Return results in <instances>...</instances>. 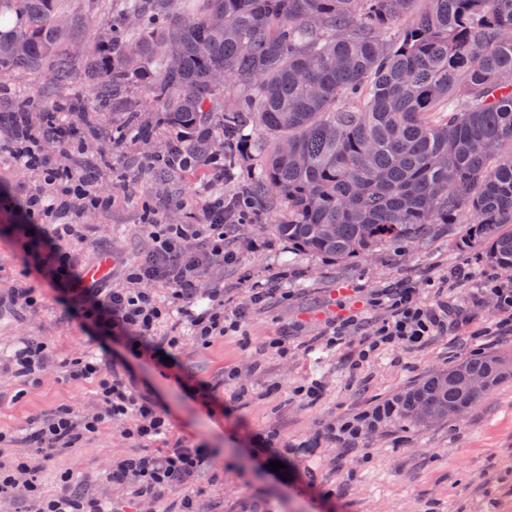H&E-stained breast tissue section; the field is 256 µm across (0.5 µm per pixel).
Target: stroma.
I'll use <instances>...</instances> for the list:
<instances>
[{"instance_id": "1", "label": "stroma", "mask_w": 512, "mask_h": 512, "mask_svg": "<svg viewBox=\"0 0 512 512\" xmlns=\"http://www.w3.org/2000/svg\"><path fill=\"white\" fill-rule=\"evenodd\" d=\"M5 82L10 94L0 95V112L18 99L49 107L85 91L78 83L57 85L45 71L14 72ZM137 96L150 126L148 139L132 133L118 148L93 143L92 155L102 160L96 183L111 204L67 214V221L92 225L93 231L86 239L61 243L83 266L109 259L104 284L110 288L125 287L126 267L150 250L148 218L203 223L206 192L236 197L262 162L254 147L238 155L231 172L208 161L172 179H155L150 160L179 131L161 120L145 90ZM268 207L264 223L231 226L226 248L234 258L205 272L192 310L208 308V295L219 287L228 312L257 285L273 289L272 298L252 306L240 329L205 346L174 311L154 330L155 341L177 338L182 386L123 345H105L99 334L67 316L56 291L19 261L0 223V297L19 284L41 296L32 309L0 306V433L10 437L0 445V469L27 462L44 499L59 496L64 476H71L74 491L107 512H179L187 496L197 512H501L503 502L512 500V375L454 420L417 427L377 411L434 372L479 354L512 355V334L497 329L504 313L485 292L507 279V272L466 246L464 224H438L415 243L383 244L336 260L279 237L274 226L288 212L276 199ZM407 285L422 302L447 303V333L422 349L400 345L379 351L356 369L350 365L355 342L328 346L330 318L355 316L358 335H366L388 315L386 305H370L372 295ZM282 337L288 342L284 354L273 346ZM31 343L44 344L46 361L35 374L18 375L12 357ZM87 356L117 373L133 372L140 389L159 401L169 432L157 447L180 439L209 448L189 480L148 499L137 497L134 485L113 483V466L142 450L125 435L132 425L128 419L104 422L92 437L48 457L30 447L25 436L33 423L58 406H71L80 419L102 412L94 384L68 377L69 362ZM314 381L322 386L318 399L297 394V387ZM201 382L232 407L230 416L209 413L186 391V384ZM358 415L366 418L362 434L343 444L341 425ZM257 435L278 448L283 476L254 457L251 440Z\"/></svg>"}]
</instances>
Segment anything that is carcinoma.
I'll list each match as a JSON object with an SVG mask.
<instances>
[{
    "mask_svg": "<svg viewBox=\"0 0 512 512\" xmlns=\"http://www.w3.org/2000/svg\"><path fill=\"white\" fill-rule=\"evenodd\" d=\"M109 16L90 29L65 0H0V72L52 66L55 82L84 83L78 109L95 140L140 128L143 85L170 143L155 176L215 159L231 169L258 125L273 137L241 197L288 206L275 231L288 242L349 259L381 243L419 240L471 213V246L512 271V0H89ZM75 47L77 54L65 51ZM224 83L241 87L223 103ZM118 106L125 123L103 125ZM0 125L23 139L35 127L21 101ZM224 138L217 150L213 132ZM504 377L497 356L469 358L396 398L399 418L478 398L460 384Z\"/></svg>",
    "mask_w": 512,
    "mask_h": 512,
    "instance_id": "1",
    "label": "carcinoma"
}]
</instances>
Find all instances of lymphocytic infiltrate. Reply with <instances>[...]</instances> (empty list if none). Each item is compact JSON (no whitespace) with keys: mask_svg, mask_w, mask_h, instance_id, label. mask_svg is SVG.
I'll return each mask as SVG.
<instances>
[{"mask_svg":"<svg viewBox=\"0 0 512 512\" xmlns=\"http://www.w3.org/2000/svg\"><path fill=\"white\" fill-rule=\"evenodd\" d=\"M0 158L24 169L39 170L43 178V187L26 192L24 199L0 196V213L9 218L23 263L33 265L41 279L59 291L65 313L81 318L106 338L123 343L135 357L178 368L179 363L172 356L177 339H169L162 346L151 338L155 324L167 310L157 303L149 286L155 282L166 284L176 305L192 299L207 268L233 258L232 253L225 251L224 242L235 222V211L225 210L223 199H210L205 203L206 223L151 225L152 248L138 265L129 269L127 287L103 288L85 282L76 258L60 248V241L83 236L84 227L61 222L60 199L48 191L50 185L65 182L70 199L79 201L81 208L95 209L104 203L96 185L60 168L53 156L38 154L27 147L9 150L0 141ZM371 303L387 304L389 316L368 339L362 340L359 359H367L383 346L425 347L431 337L446 328L435 309L418 302L415 289L395 288L386 297H373ZM247 314V307H243L232 316H225L220 304L197 314L189 309L184 312L198 342L204 345L240 327ZM69 376L94 383L103 410L78 426L71 408L57 407L32 427L29 439L36 449L51 452L71 444L78 435L95 434L102 421L133 418L134 424L126 434L143 444L144 450L119 462L112 471V480L117 484H134L141 497L184 481L208 456L207 448L191 443L179 442L165 449L154 447L157 437L167 435L169 423L158 403L138 390L134 378L118 377L89 358L71 361Z\"/></svg>","mask_w":512,"mask_h":512,"instance_id":"obj_1","label":"lymphocytic infiltrate"}]
</instances>
